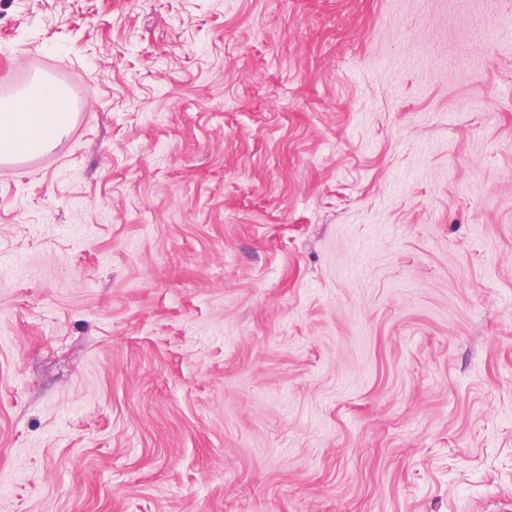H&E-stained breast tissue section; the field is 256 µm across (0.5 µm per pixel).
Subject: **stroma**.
<instances>
[{
  "instance_id": "obj_1",
  "label": "stroma",
  "mask_w": 512,
  "mask_h": 512,
  "mask_svg": "<svg viewBox=\"0 0 512 512\" xmlns=\"http://www.w3.org/2000/svg\"><path fill=\"white\" fill-rule=\"evenodd\" d=\"M0 512H512V0H0ZM65 86L37 77L19 94L0 98V162L21 153L43 154L55 149L74 118Z\"/></svg>"
}]
</instances>
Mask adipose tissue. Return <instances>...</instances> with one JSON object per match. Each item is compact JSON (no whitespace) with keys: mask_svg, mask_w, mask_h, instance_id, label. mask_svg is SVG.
<instances>
[{"mask_svg":"<svg viewBox=\"0 0 512 512\" xmlns=\"http://www.w3.org/2000/svg\"><path fill=\"white\" fill-rule=\"evenodd\" d=\"M74 118L67 88L48 77L35 78L19 94L0 98V162L22 153L52 151Z\"/></svg>","mask_w":512,"mask_h":512,"instance_id":"1","label":"adipose tissue"}]
</instances>
